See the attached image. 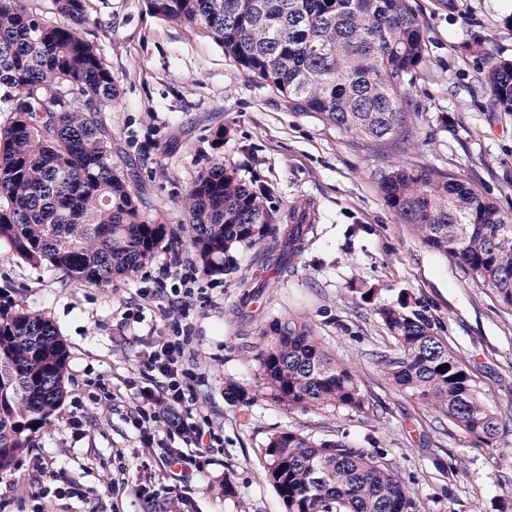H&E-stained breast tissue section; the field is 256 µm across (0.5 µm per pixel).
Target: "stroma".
Masks as SVG:
<instances>
[{"label": "stroma", "mask_w": 512, "mask_h": 512, "mask_svg": "<svg viewBox=\"0 0 512 512\" xmlns=\"http://www.w3.org/2000/svg\"><path fill=\"white\" fill-rule=\"evenodd\" d=\"M409 4L426 50L403 88L410 137L401 143L358 139L294 111L204 25L160 19L146 0H86L98 23L82 36L99 48L117 89L104 114L112 163L134 174L148 220L163 219L180 242L102 286L20 263L0 244V299L40 311L70 353L67 398L34 448L0 475V512H145L141 486L162 491V463L145 454L128 402L108 405L104 394L126 392L145 352L173 334L168 303L153 294L166 264L177 277L195 272L203 290L185 320L195 353L188 367L201 380L196 414L223 440L214 464L187 484L183 512H287L265 456L270 437L286 430L381 451L426 512H512V307L427 247L377 183L378 173L397 166L449 172L512 213V112L493 108L484 82L488 57L512 59V0ZM216 162L250 189L266 190L278 219L268 247H280L284 215L305 207L314 237L293 273L279 275L252 252L229 273H199L182 200ZM370 287L372 304L359 295ZM402 291L421 300L480 401L498 415L496 447L397 391L378 365L395 342L376 306ZM138 304L144 323L126 322ZM288 318L308 323L351 363L369 411L291 410L263 397L255 357L270 324ZM231 380L250 403L227 400Z\"/></svg>", "instance_id": "stroma-1"}]
</instances>
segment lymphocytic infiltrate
Returning a JSON list of instances; mask_svg holds the SVG:
<instances>
[{"label": "lymphocytic infiltrate", "mask_w": 512, "mask_h": 512, "mask_svg": "<svg viewBox=\"0 0 512 512\" xmlns=\"http://www.w3.org/2000/svg\"><path fill=\"white\" fill-rule=\"evenodd\" d=\"M192 355L187 337L177 335L153 345L140 370L144 383L134 393L132 424L146 449H159L169 480L166 497L144 491L151 512H178L179 489L188 480L186 467L210 464V450L221 445L210 423L194 419L198 392L187 367ZM177 436L182 439L178 446L172 443Z\"/></svg>", "instance_id": "lymphocytic-infiltrate-1"}]
</instances>
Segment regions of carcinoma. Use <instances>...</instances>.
Returning a JSON list of instances; mask_svg holds the SVG:
<instances>
[{
  "label": "carcinoma",
  "instance_id": "1",
  "mask_svg": "<svg viewBox=\"0 0 512 512\" xmlns=\"http://www.w3.org/2000/svg\"><path fill=\"white\" fill-rule=\"evenodd\" d=\"M0 0V243L30 265L48 264L80 284H108L138 269L162 244L167 224L143 219L131 179L112 166L102 112L112 71L79 36L94 23L86 0H52L54 18ZM159 17L203 24L246 72L288 105L368 140L406 136L401 95L425 60L423 29L408 0H147ZM492 105L512 112V60L488 57ZM387 204L421 241L455 260L466 277L512 306V215L457 176L430 169L379 174ZM189 244L208 274L235 266L240 249L268 256L282 273L301 251L309 224H290L285 249L268 255L274 231L267 193L213 166L183 200ZM397 353L378 364L392 384L467 434L494 446L499 419L479 400L469 371L444 346L411 293L377 307ZM256 356L264 397L288 409L369 403L351 367L333 357L305 322L271 325ZM68 350L45 316L0 303V474L65 398ZM267 479L287 512H422L420 502L377 451L342 439L315 443L294 431L270 438Z\"/></svg>",
  "mask_w": 512,
  "mask_h": 512
}]
</instances>
